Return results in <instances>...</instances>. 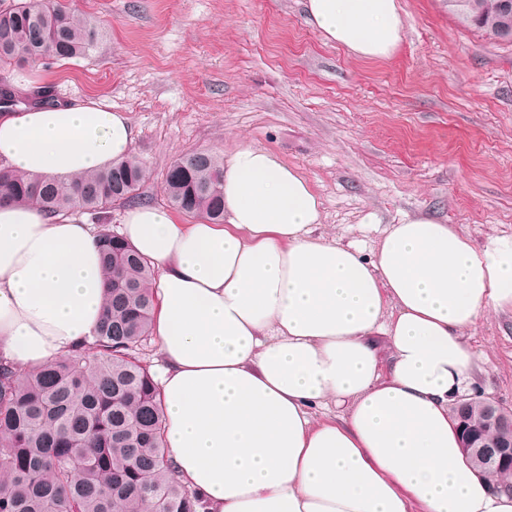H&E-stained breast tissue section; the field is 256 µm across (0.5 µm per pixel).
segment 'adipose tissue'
Masks as SVG:
<instances>
[{
  "instance_id": "1",
  "label": "adipose tissue",
  "mask_w": 512,
  "mask_h": 512,
  "mask_svg": "<svg viewBox=\"0 0 512 512\" xmlns=\"http://www.w3.org/2000/svg\"><path fill=\"white\" fill-rule=\"evenodd\" d=\"M305 10L362 61L390 59L403 38L398 0ZM134 144L101 99L0 115V160L26 174L100 171ZM320 206L295 167L244 145L224 168L223 223L126 211L121 236L157 272L177 478L202 512H512V492L468 464L449 418L479 369L466 331L512 309V237L479 249L453 225L406 217L366 260L313 236ZM107 288L92 225L0 204V365L21 372L91 341ZM332 405L340 415L315 417Z\"/></svg>"
}]
</instances>
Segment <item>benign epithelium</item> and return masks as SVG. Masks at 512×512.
Wrapping results in <instances>:
<instances>
[{
  "label": "benign epithelium",
  "mask_w": 512,
  "mask_h": 512,
  "mask_svg": "<svg viewBox=\"0 0 512 512\" xmlns=\"http://www.w3.org/2000/svg\"><path fill=\"white\" fill-rule=\"evenodd\" d=\"M480 403L479 423L473 422L474 402ZM506 407L483 396H464L454 403L460 448L474 465L493 476L512 469V418Z\"/></svg>",
  "instance_id": "benign-epithelium-1"
}]
</instances>
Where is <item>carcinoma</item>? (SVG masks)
I'll list each match as a JSON object with an SVG mask.
<instances>
[{"instance_id": "cac0c4a2", "label": "carcinoma", "mask_w": 512, "mask_h": 512, "mask_svg": "<svg viewBox=\"0 0 512 512\" xmlns=\"http://www.w3.org/2000/svg\"><path fill=\"white\" fill-rule=\"evenodd\" d=\"M490 0H448V10L489 40L499 17ZM94 24L61 0H22L0 12V62L73 59L97 41ZM23 103L0 86V112ZM145 165L132 157L67 181L0 164V202L41 211H87L101 221L109 288L93 341L27 372L0 366V512H200L174 476L166 417L142 355L153 337L154 270L110 228L112 206L136 204ZM224 159L189 152L169 167L163 192L184 216L224 223Z\"/></svg>"}]
</instances>
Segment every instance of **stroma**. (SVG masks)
Returning a JSON list of instances; mask_svg holds the SVG:
<instances>
[{"label":"stroma","instance_id":"stroma-1","mask_svg":"<svg viewBox=\"0 0 512 512\" xmlns=\"http://www.w3.org/2000/svg\"><path fill=\"white\" fill-rule=\"evenodd\" d=\"M99 28L86 57L0 64V84L102 98L122 112L164 205L171 163L192 151L274 152L309 180L315 236L372 250L391 224L432 216L479 248L512 236V42L486 40L448 0H399L394 56L365 63L328 44L304 0H66ZM479 392L512 408V310L467 333Z\"/></svg>","mask_w":512,"mask_h":512}]
</instances>
